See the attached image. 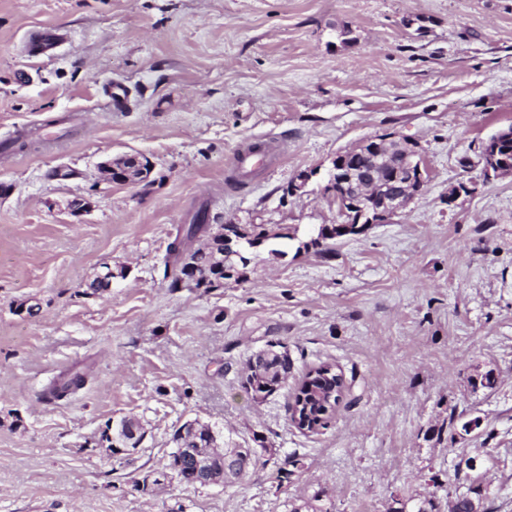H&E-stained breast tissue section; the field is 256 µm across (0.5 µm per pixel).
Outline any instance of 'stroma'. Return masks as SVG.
Listing matches in <instances>:
<instances>
[{
	"mask_svg": "<svg viewBox=\"0 0 512 512\" xmlns=\"http://www.w3.org/2000/svg\"><path fill=\"white\" fill-rule=\"evenodd\" d=\"M41 26L67 39L28 58ZM510 124L512 0H0V142H27L0 153V512H288L317 493L328 512H387L478 485L512 512V175L486 178L480 156ZM384 134L418 145L421 192L332 255L298 251L340 221L331 158ZM267 136L283 154L238 180ZM126 153L147 178L102 174ZM201 208L288 227L283 256L254 251L246 280L208 293L171 287L167 246ZM271 345L294 367L257 402L246 361ZM323 363L349 389L305 432L288 405ZM489 369L496 387L472 389ZM125 416L143 440L110 452L100 434ZM194 418L259 449L248 476L142 491Z\"/></svg>",
	"mask_w": 512,
	"mask_h": 512,
	"instance_id": "obj_1",
	"label": "stroma"
}]
</instances>
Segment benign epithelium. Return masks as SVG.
Wrapping results in <instances>:
<instances>
[{"label": "benign epithelium", "instance_id": "benign-epithelium-1", "mask_svg": "<svg viewBox=\"0 0 512 512\" xmlns=\"http://www.w3.org/2000/svg\"><path fill=\"white\" fill-rule=\"evenodd\" d=\"M509 140H512V126L499 129L485 142L482 162L487 174H512V165L501 158L499 152L502 144ZM390 151L391 137L380 135L341 150L332 159L327 176L336 184L332 195L340 214L345 217V228L363 232L375 224L389 222L407 207L426 182L428 170L416 145L403 144L393 163L389 161ZM357 154L369 158L367 166L345 170V162ZM126 159L123 155L104 163V168L112 173V181L127 183L142 177L139 170L121 166ZM219 439L220 436L212 431L209 447L180 449L181 453L190 455L194 482L224 485V473H216L210 468L212 452L220 451ZM101 440L113 452L129 451L138 447L139 434L125 417L109 424L101 432Z\"/></svg>", "mask_w": 512, "mask_h": 512}]
</instances>
